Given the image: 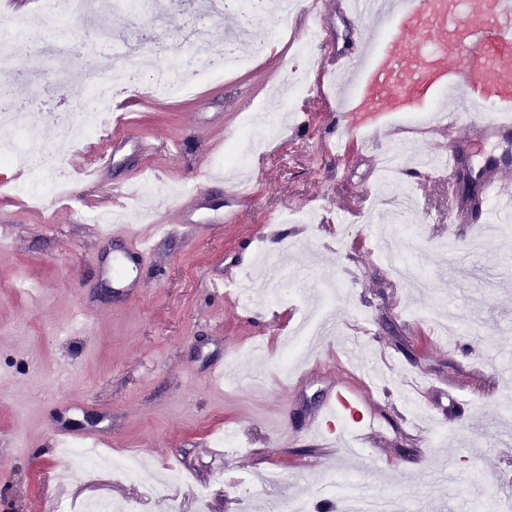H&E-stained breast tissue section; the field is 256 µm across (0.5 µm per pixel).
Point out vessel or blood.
Listing matches in <instances>:
<instances>
[{
	"instance_id": "1",
	"label": "vessel or blood",
	"mask_w": 512,
	"mask_h": 512,
	"mask_svg": "<svg viewBox=\"0 0 512 512\" xmlns=\"http://www.w3.org/2000/svg\"><path fill=\"white\" fill-rule=\"evenodd\" d=\"M334 12L356 22L352 48L337 50L330 61L346 80L337 123L374 133L389 116L434 112L447 129L458 118L487 112L484 133L512 129V0H314L312 17ZM413 31L426 34L425 45L408 42ZM450 50L459 58L453 65L444 61ZM496 211L512 212V175L498 170H480L476 200H448L452 225H487ZM132 261L127 252L113 256V287L135 288ZM345 412L360 432L382 434L345 389L331 390L309 428L322 430Z\"/></svg>"
}]
</instances>
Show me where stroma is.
<instances>
[{
	"instance_id": "stroma-1",
	"label": "stroma",
	"mask_w": 512,
	"mask_h": 512,
	"mask_svg": "<svg viewBox=\"0 0 512 512\" xmlns=\"http://www.w3.org/2000/svg\"><path fill=\"white\" fill-rule=\"evenodd\" d=\"M159 2L136 18L118 5L65 21L31 0L29 41L0 60L14 111L39 116L77 198L72 208L63 199L49 208L34 203L13 190L29 179L28 168L0 165V221L10 229L0 237V512H80L92 497L128 512H196L202 491L208 512H288L303 491L337 507L367 490L401 496L411 512H481L487 500L512 493V446L499 441L512 426L503 392L512 381V231L461 256L479 229L449 225L447 174L421 175L404 160L397 188L418 204L412 258L425 278H395L373 224L391 198L377 193L369 137H337L332 76L318 66L343 46L348 21L331 14L305 30L271 13L250 23L242 7L206 23L198 7ZM201 22L213 53L243 30L262 51L181 95L156 86L160 70L184 74L183 37ZM272 24L287 27L292 50L268 34ZM106 26L142 47L134 63L139 98L126 122L156 143L144 160L113 154L109 141L125 123L109 122L81 143L58 137L49 116L73 111V89L54 84L49 62L41 83L27 78L37 39L59 30L76 50L74 73L109 76L120 44L97 39ZM312 29V50L300 51ZM288 76L305 77L310 91L287 106L272 90ZM257 112H284L288 121L247 153L252 191L243 198L217 172L226 145ZM408 144L416 155L464 147L472 173L495 160L512 163V133L483 140L464 121L411 135ZM146 176L196 190V210L185 215L171 203L155 213L147 198L131 199ZM119 200L125 241L159 222L195 227L139 262V288L122 302L98 270L124 242L90 221ZM230 211L236 220L228 224ZM274 247L291 256L287 298L247 305L237 289H268L260 260ZM228 275L234 287L215 290ZM325 284L339 291L328 311L334 323L281 372L283 342L321 304ZM215 360L224 364L219 382L205 373ZM342 384L375 414L383 438L350 451L307 433L323 398ZM60 420L82 438L111 428L109 452L184 478L159 491L106 468L63 479ZM225 433L235 447L219 443Z\"/></svg>"
}]
</instances>
